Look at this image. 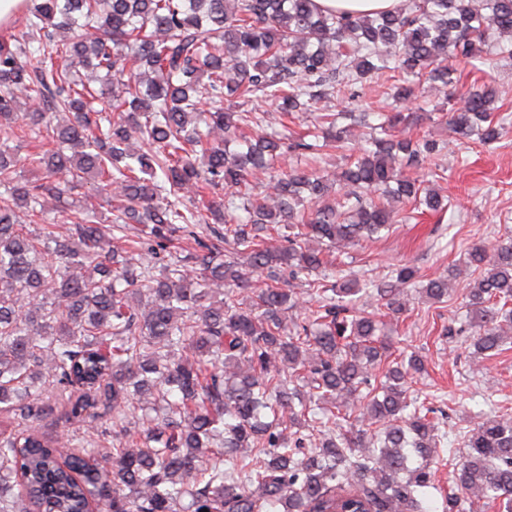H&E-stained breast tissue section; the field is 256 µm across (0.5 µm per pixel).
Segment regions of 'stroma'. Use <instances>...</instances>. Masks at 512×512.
I'll return each mask as SVG.
<instances>
[{"mask_svg": "<svg viewBox=\"0 0 512 512\" xmlns=\"http://www.w3.org/2000/svg\"><path fill=\"white\" fill-rule=\"evenodd\" d=\"M455 67L462 83H486L494 88L495 116L502 127L499 139L489 146L452 145L437 164L418 171L424 187L447 199V212H407L387 236L364 241L348 253L333 250L327 256L328 271L339 270L361 281L381 279L403 263L415 266L423 277L453 264L462 267L448 283L447 298L439 302L415 299L407 312L387 321L384 328L389 343L384 365L404 355H418L423 369L414 374L410 394L444 412L439 427L446 439L439 450L432 492L436 502L455 489L457 461L449 450L471 428L474 417L493 403L512 409V342L499 354L476 363L464 337L448 333L450 321L466 315L463 292L472 275L462 261L468 247L512 235V60L493 68H477L459 60ZM443 102V93L435 91L430 82L421 83L407 106L408 111L422 115L418 134L447 139L448 129L437 115Z\"/></svg>", "mask_w": 512, "mask_h": 512, "instance_id": "stroma-1", "label": "stroma"}]
</instances>
